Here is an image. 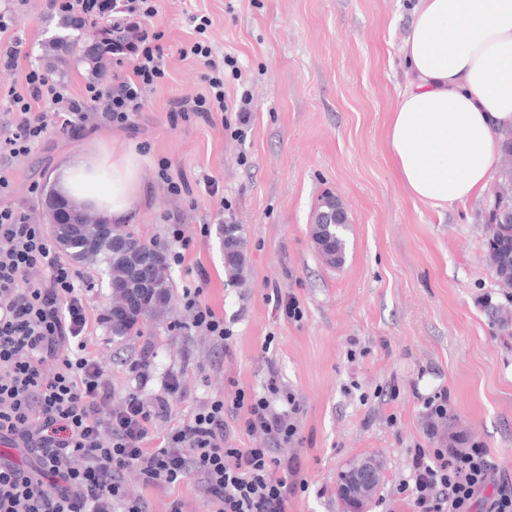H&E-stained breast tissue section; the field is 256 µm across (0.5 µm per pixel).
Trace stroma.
<instances>
[{
    "label": "stroma",
    "mask_w": 512,
    "mask_h": 512,
    "mask_svg": "<svg viewBox=\"0 0 512 512\" xmlns=\"http://www.w3.org/2000/svg\"><path fill=\"white\" fill-rule=\"evenodd\" d=\"M416 0H156L168 75L134 116L135 131L100 127L82 136L49 128L24 158H0L11 178L0 204L42 214L47 175L57 160L96 138L114 149L136 148L142 207L131 228L146 244L174 250L171 218L191 240L181 264L170 265L173 299L145 321L143 332L113 337L106 265H79L81 295L92 320L88 349L112 371L115 398L165 393L170 375L182 392L170 395L173 422L189 421L205 402L225 401L228 444L270 448L265 434L246 431L234 409L236 390L266 391L269 375L295 394L299 462L289 477L288 512H344L338 476L357 459L375 457L381 481L364 512H412L399 490L416 449L447 445V429L427 431L426 401L445 395L453 426L487 448L512 475V336L492 326L486 307L502 293L488 262L490 194L464 206L434 209L413 201L399 182L383 132L409 76L400 48ZM210 20L205 32L189 14ZM58 13L29 0L14 15L11 35L25 65L45 67L44 41ZM237 59L241 80L225 78L229 97L251 94L242 135L197 117L172 120L175 100L207 92L202 59L183 57L197 42ZM167 174H160L161 162ZM218 191L209 194L205 180ZM189 184L171 195L168 181ZM335 196L349 222L345 263L326 265L311 236L323 195ZM242 225L248 276L228 282L218 235ZM209 282L200 286L198 269ZM202 287V300L232 331L224 349L189 324L183 291ZM294 297L287 316L277 296ZM153 358L146 381L124 361L141 346ZM130 496H145L152 512L182 497L189 512H206L193 481L168 490L144 489L125 477Z\"/></svg>",
    "instance_id": "1"
}]
</instances>
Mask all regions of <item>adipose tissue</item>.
I'll list each match as a JSON object with an SVG mask.
<instances>
[{"label":"adipose tissue","mask_w":512,"mask_h":512,"mask_svg":"<svg viewBox=\"0 0 512 512\" xmlns=\"http://www.w3.org/2000/svg\"><path fill=\"white\" fill-rule=\"evenodd\" d=\"M401 53L411 74L384 141L412 199L445 209L481 197L512 126V0H418ZM143 157L99 144L64 155L60 195L115 223L141 200Z\"/></svg>","instance_id":"ef3b65f1"}]
</instances>
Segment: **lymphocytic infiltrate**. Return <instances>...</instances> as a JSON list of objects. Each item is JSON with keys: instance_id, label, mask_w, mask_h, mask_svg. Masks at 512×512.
<instances>
[{"instance_id": "f902f5d3", "label": "lymphocytic infiltrate", "mask_w": 512, "mask_h": 512, "mask_svg": "<svg viewBox=\"0 0 512 512\" xmlns=\"http://www.w3.org/2000/svg\"><path fill=\"white\" fill-rule=\"evenodd\" d=\"M57 13H73L93 24L112 15L123 39L112 53L110 79L82 91L47 71L21 69L22 43L9 36L11 17L0 13V106L9 116L0 125V156H26L49 125L63 130L101 126L134 129L145 95L165 78L160 33L146 23L153 0H51ZM205 61L209 92L177 101V112L215 123L224 113L246 121L248 95L234 100L224 75L241 72L234 58L214 59L210 47L195 44ZM21 75L22 85L11 78ZM84 282L54 249L31 214L0 206V512H151L146 498L125 492L128 471L144 486L167 489L195 481L208 512H288V479L298 472L284 450L296 435L290 413L294 395L269 379L264 396L237 392L247 431L275 440L272 448L226 445L224 402L203 404L191 420L170 425L165 396L144 399L128 393L114 400L112 375L88 351L91 320L79 293ZM200 290H185L194 328L217 342L230 337L223 315L203 304ZM286 401L277 410L273 399ZM21 459H14L13 451ZM412 512H512V484L487 450H417L410 482Z\"/></svg>"}]
</instances>
